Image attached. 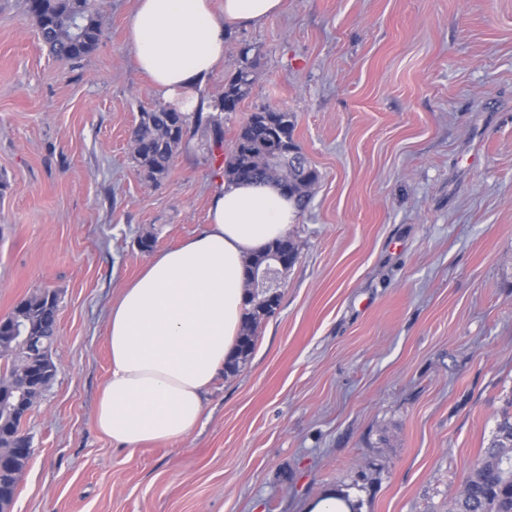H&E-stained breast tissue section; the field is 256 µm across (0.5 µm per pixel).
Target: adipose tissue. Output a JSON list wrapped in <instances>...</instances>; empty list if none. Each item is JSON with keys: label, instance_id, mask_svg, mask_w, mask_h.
Listing matches in <instances>:
<instances>
[{"label": "adipose tissue", "instance_id": "1", "mask_svg": "<svg viewBox=\"0 0 512 512\" xmlns=\"http://www.w3.org/2000/svg\"><path fill=\"white\" fill-rule=\"evenodd\" d=\"M285 0H136L129 42L154 94L197 111L199 91L224 63L228 27L258 23ZM298 211L266 182L219 181L208 226L157 253L126 284L108 318L110 374L98 427L134 450L188 437L204 416V395L233 354L242 326L246 255L287 233Z\"/></svg>", "mask_w": 512, "mask_h": 512}]
</instances>
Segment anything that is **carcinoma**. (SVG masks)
<instances>
[{
	"label": "carcinoma",
	"instance_id": "cac0c4a2",
	"mask_svg": "<svg viewBox=\"0 0 512 512\" xmlns=\"http://www.w3.org/2000/svg\"><path fill=\"white\" fill-rule=\"evenodd\" d=\"M26 8L36 28L47 43L50 53L59 59H79L97 48L103 37L100 17L102 0H26ZM251 86L250 67L244 64L224 85L218 99L219 112L186 113L165 105L139 112L136 138L132 141L133 160L138 169L149 173L160 182L167 178L175 154L189 134L200 129L210 133L213 148L223 150V122L226 111L234 112ZM297 118L284 109L265 108L252 112L241 125L229 158L224 162L227 181H262L276 186L288 182V195L298 209L311 201L312 184L320 174L312 170L302 179L272 163L273 153L302 154L301 145L294 138ZM299 254L298 245L290 235L269 244L259 259L270 251ZM279 298L256 297L248 301L236 355L224 364V373L231 374L245 362L255 346L256 330L261 320L270 315ZM14 310L30 323L34 335L44 337L20 348L16 358L34 361L45 366L47 380H52L58 367L53 357H45L57 339L58 298H48L39 292L21 300ZM13 442L0 435V494L12 493L11 468L23 469L28 461L6 458ZM448 512H512V414L505 412L497 421L489 446L472 462L459 495Z\"/></svg>",
	"mask_w": 512,
	"mask_h": 512
}]
</instances>
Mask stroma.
Returning a JSON list of instances; mask_svg holds the SVG:
<instances>
[{"label": "stroma", "instance_id": "obj_1", "mask_svg": "<svg viewBox=\"0 0 512 512\" xmlns=\"http://www.w3.org/2000/svg\"><path fill=\"white\" fill-rule=\"evenodd\" d=\"M135 0H104L105 38L54 58L25 0H0V316L58 296V372L23 423L34 453L12 512H303L333 487L357 512H448L512 410V0H286L228 31L224 116L294 112L320 173L288 232L299 257L201 424L129 451L95 423L107 321L155 251L207 224L219 159L188 138L145 182L131 157L157 105L127 43Z\"/></svg>", "mask_w": 512, "mask_h": 512}]
</instances>
